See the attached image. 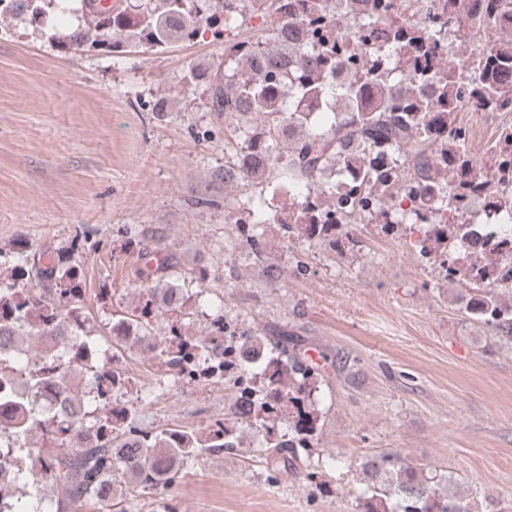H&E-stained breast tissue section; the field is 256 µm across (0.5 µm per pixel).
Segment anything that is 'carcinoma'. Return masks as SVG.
Here are the masks:
<instances>
[{"instance_id":"carcinoma-1","label":"carcinoma","mask_w":512,"mask_h":512,"mask_svg":"<svg viewBox=\"0 0 512 512\" xmlns=\"http://www.w3.org/2000/svg\"><path fill=\"white\" fill-rule=\"evenodd\" d=\"M304 0L295 13L284 0H115L106 10L79 0L75 29L50 34L75 53L106 46L161 50L172 41L197 37L201 25L239 30L224 39V72L193 68L188 83L208 85L213 112L235 127L238 142L226 163L237 173L224 185L261 188L277 195L290 183L313 191L315 203L293 197L288 212L263 197L224 201V223L236 224L255 260L263 259V225L278 224L290 241L336 245L338 235L363 220L349 204L363 189L378 193L381 228L390 233L411 223L397 212L398 200L415 199L413 213L436 204L455 215L430 227L419 256L445 268L468 286L463 314L512 341V288L471 287L489 258L471 239L464 214L473 195L487 206L512 211V125L499 129L482 156L469 147L463 113L470 109L512 112V0ZM261 22L243 27L250 16ZM475 44L456 63L449 45ZM384 50L386 64L359 68L357 52L367 44ZM332 113L314 123L310 108ZM389 156L382 171L377 159ZM399 220L389 221V212ZM146 267V300L139 313L108 321L102 337L83 308L79 262L50 247L21 245L7 276L0 277V512H11L19 491L31 492L28 512H43L40 486L63 490L52 512H129L126 498L138 490L173 492L203 454L242 448L258 440L266 468L298 473V449L312 447L319 421L316 392L321 370L287 331L269 336L241 330L224 317V297H207L204 269L193 271L198 290L172 277L174 254ZM210 309L204 337L171 326L152 341L153 325L169 315L189 316L191 303ZM35 343L34 351L20 344ZM142 347L149 359L170 369L169 384L195 381L204 368L224 376L220 358L252 373L228 408V417L204 430H145L135 410L116 405L112 386L123 381L113 365L123 352ZM41 433L38 448L29 444ZM365 490L357 512H471L470 494L456 490L453 473L406 463L382 452L361 464Z\"/></svg>"}]
</instances>
